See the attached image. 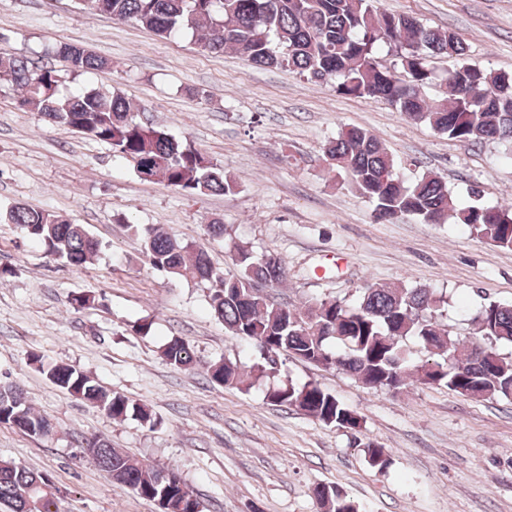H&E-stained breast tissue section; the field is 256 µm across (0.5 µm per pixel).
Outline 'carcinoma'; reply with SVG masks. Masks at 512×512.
I'll use <instances>...</instances> for the list:
<instances>
[{
    "label": "carcinoma",
    "mask_w": 512,
    "mask_h": 512,
    "mask_svg": "<svg viewBox=\"0 0 512 512\" xmlns=\"http://www.w3.org/2000/svg\"><path fill=\"white\" fill-rule=\"evenodd\" d=\"M91 13H107L133 21L162 38L191 32L206 53L230 49L252 63L288 69L307 81L332 85L336 92L364 100L383 99L408 118L468 144L503 141L512 144V74L483 69L467 62L463 39L447 30L425 27L415 17L377 9L375 0H79ZM389 45L397 61L387 67L376 60L378 48ZM59 68L23 54L0 50V77L15 86L22 109L38 112L51 124L108 145L146 182H163L186 197L229 194L238 182L187 139L160 124H144L130 103L110 89L67 92L76 77L109 67L107 60L83 47L60 43L48 51ZM455 61L448 69L443 94L426 99L432 82L431 57ZM324 154L331 169L345 173L350 186L373 205L374 218L391 221L410 217L428 224L453 219L470 234L512 250V205L489 206L481 191L469 189L471 202L452 206L448 186L430 172L407 179L402 162L368 131L342 128L328 141ZM0 221L21 225L44 252L81 269L102 245L83 224L48 210L15 204L0 212ZM151 267L170 277L208 286L209 304L229 335L256 349L245 368L226 358L201 365L186 340L173 337L161 349L164 360L181 370L205 369L218 386L242 391L266 381V398L274 405L299 406L309 416L338 428L361 431L362 418L335 395L308 381L297 384L283 376L288 359L337 368L362 384L398 390L409 384L444 385L473 399H512V304L490 302L473 318V336L458 339L438 322L441 299L434 290L405 285L360 288L352 299L318 300L300 309L254 294L273 288L287 277L282 260L258 257L242 242L232 243L233 269L214 268L204 250L192 241L154 225H134ZM33 361L47 378L69 394L102 408L112 419L131 417L152 428L151 410L125 395L100 386L89 375L65 363ZM0 422L17 425L28 435L46 437L51 421L38 413L23 390L0 383ZM90 458L118 485L155 501L160 467L145 463L107 440L93 437ZM166 501L181 512L201 506L176 471ZM57 490L48 477L10 460H0V508L5 512H59ZM326 512H359V507L334 485L315 488Z\"/></svg>",
    "instance_id": "carcinoma-1"
}]
</instances>
